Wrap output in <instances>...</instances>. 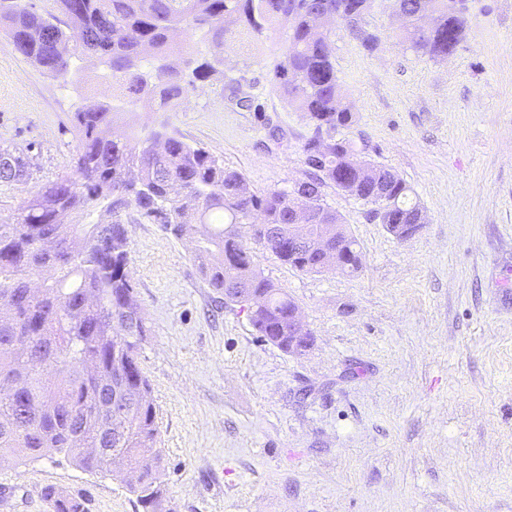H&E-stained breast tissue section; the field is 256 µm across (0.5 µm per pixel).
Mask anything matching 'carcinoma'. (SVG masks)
<instances>
[{"mask_svg":"<svg viewBox=\"0 0 512 512\" xmlns=\"http://www.w3.org/2000/svg\"><path fill=\"white\" fill-rule=\"evenodd\" d=\"M40 10L27 0H0V34L7 45L56 79L75 76L77 61L106 66L122 89V106L93 104L73 116L81 134L73 173L43 185L6 221L0 220V380L13 382L0 392V457L37 458L65 451L84 470L103 467L93 448L112 447V421L91 414L112 400V371L126 376L123 466L138 473L131 490L146 512H171L163 480L162 450L156 447L157 411L151 384L139 362L149 329L128 272L126 225L161 224L177 238L192 236L200 272L216 293L230 288L245 294L249 319L264 341L288 351L296 302L256 269L237 228L255 213L270 225L259 235L281 261L306 273L324 270L318 251L298 247L288 253V234L306 237L338 252L344 272L361 263L356 240L342 218L323 199L333 184L346 189L368 213L400 237L401 224L421 222L411 188L396 172L371 162L354 167L349 140L321 139L353 122L343 102L333 60V30L316 26L324 5L341 8L345 24L372 51L377 35L365 27L373 0H51ZM458 0H399L409 15L403 44L431 59L453 53L463 39L468 17ZM432 16L424 33L419 11ZM288 24V47L276 66L277 88L316 126L308 144H321L318 158L306 159L310 176L288 188L253 192L224 160L179 138L152 132L118 135L114 114L148 108L168 112L186 100L199 80L224 65V58L193 62L179 69L171 62L184 39L198 31L224 46L232 27L259 36L267 26ZM72 30L83 33L69 42ZM49 41L65 53L45 50ZM30 178L23 154L0 149V183L24 184ZM384 188L390 208L379 213L372 196ZM316 195L314 211L295 210L290 196ZM111 218L101 225L104 239H87L94 211ZM51 268L41 294L30 292L32 275ZM51 512H85L84 503L54 487L43 490Z\"/></svg>","mask_w":512,"mask_h":512,"instance_id":"1","label":"carcinoma"}]
</instances>
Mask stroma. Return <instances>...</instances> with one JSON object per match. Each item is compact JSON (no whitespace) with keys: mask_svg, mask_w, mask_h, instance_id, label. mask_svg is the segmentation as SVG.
<instances>
[{"mask_svg":"<svg viewBox=\"0 0 512 512\" xmlns=\"http://www.w3.org/2000/svg\"><path fill=\"white\" fill-rule=\"evenodd\" d=\"M366 24L381 38L371 53L334 25L354 112L340 135L406 180L422 224L396 238L329 185L358 271L305 273L248 240L256 268L297 302L306 352L263 342L246 311L218 302L190 239L127 227L174 512H512V0H470L442 61L401 45L395 0H374ZM287 44L284 24L227 36L222 70L183 104L118 113L114 132L181 137L257 193L305 180L315 127L273 79ZM235 80L261 111L238 106ZM115 93L104 65L64 83L0 44V149L27 155L31 172L0 184L1 219L69 169L73 112ZM47 487L85 512H143L111 472L58 453L0 459V512H51Z\"/></svg>","mask_w":512,"mask_h":512,"instance_id":"stroma-1","label":"stroma"}]
</instances>
